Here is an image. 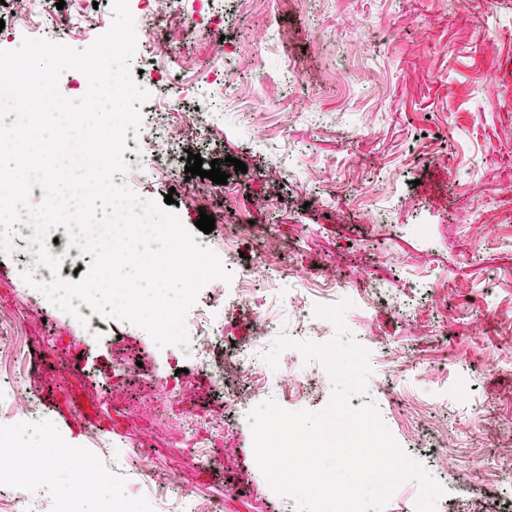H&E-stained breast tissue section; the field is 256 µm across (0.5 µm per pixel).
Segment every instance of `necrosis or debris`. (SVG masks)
<instances>
[{
    "instance_id": "4bbe7bcc",
    "label": "necrosis or debris",
    "mask_w": 512,
    "mask_h": 512,
    "mask_svg": "<svg viewBox=\"0 0 512 512\" xmlns=\"http://www.w3.org/2000/svg\"><path fill=\"white\" fill-rule=\"evenodd\" d=\"M13 15L11 23L18 29L34 30L36 37L50 41H65L66 45L79 49L83 46L84 31L79 22L80 15L87 10L88 0H69L67 14L48 11L40 7V0H9ZM149 9L135 18L137 45L134 61H148L169 54L175 37L163 27L164 21L180 11V0H147ZM142 121L137 133L128 135L124 154L128 166L126 181H134L142 165H150L156 175L168 181L178 180L181 175L179 149L188 142L205 143L210 139L209 121L203 112H178L174 98L164 102L142 105ZM152 146L148 157H141L142 146ZM258 284L265 285L282 280L291 281L292 289L283 293L288 303L304 302L311 289H318L327 304L345 300L351 287L337 276L328 274L325 268L304 260L294 250L280 251L273 248L260 252L249 268ZM209 301L234 311L239 306L252 304L255 336L245 345L225 349L223 325L209 310L191 307L185 317L190 340L188 350L193 356L196 372L209 377L213 386L225 394L232 406V422L245 419L258 404L267 400L289 399L296 404L310 400L330 378L322 365L304 370L302 355L294 348L283 350L278 358V376L269 378L268 366L260 355L265 351L274 330L265 317L255 290L229 289L224 282L209 284ZM435 439V454L411 451L412 459L431 473H438L445 462L456 461L457 456L448 446V426L444 423L427 424L418 421L415 426L416 439ZM133 455L132 449L109 451L105 459L73 458L63 453L59 465L77 461L81 478L76 494L58 499L50 512H82L84 498L92 496L98 488L101 475H108L112 485V512H123L125 501L123 477Z\"/></svg>"
}]
</instances>
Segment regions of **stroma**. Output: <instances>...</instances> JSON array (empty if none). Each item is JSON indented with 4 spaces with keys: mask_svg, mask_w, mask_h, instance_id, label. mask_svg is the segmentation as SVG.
<instances>
[{
    "mask_svg": "<svg viewBox=\"0 0 512 512\" xmlns=\"http://www.w3.org/2000/svg\"><path fill=\"white\" fill-rule=\"evenodd\" d=\"M223 21L208 37L190 34L162 59L176 86L209 112L212 144L203 160H225L235 186L213 204L223 222L213 239L236 237L238 264L258 253L243 234L251 220L297 240L312 259L347 281L373 280L391 297L410 295L411 311H378L354 303L348 325L379 322L389 346L422 360L431 375L416 382L389 377L371 358L368 385L390 432L407 441L409 421L430 400L466 376L471 404L495 424L512 423V85L497 64L512 56V0H263L241 18L235 0H216ZM274 17L287 35L278 43L265 23ZM227 54L215 61L216 44ZM250 64L238 71L239 56ZM233 74L232 87L216 69ZM298 70L309 114H296L285 77ZM224 107L210 111L215 97ZM247 166L238 172L234 160ZM335 184L332 200H317L315 180ZM137 192L157 201L173 196L186 228L199 218L188 181L177 186L142 168ZM380 215L365 221L367 210ZM386 262H379V254ZM20 257L0 252V376L37 398L46 433L91 454V432L139 449L155 475L177 466L202 512H274L271 490L241 426L232 446L215 428L191 435L163 410L151 411L148 384L114 377V366L139 361L152 379L174 377L188 351L162 356L138 330L109 325L103 342H83L81 323L31 297L18 272ZM126 409L125 420L113 406ZM213 459L186 461L187 449ZM449 488L466 501L502 512L512 489L496 494L490 481L458 464ZM68 472L55 469L42 488L15 502L9 485L0 503L12 512H47L65 496Z\"/></svg>",
    "mask_w": 512,
    "mask_h": 512,
    "instance_id": "obj_1",
    "label": "stroma"
}]
</instances>
